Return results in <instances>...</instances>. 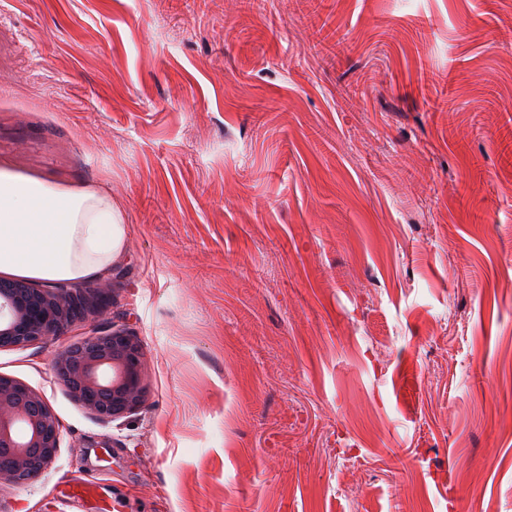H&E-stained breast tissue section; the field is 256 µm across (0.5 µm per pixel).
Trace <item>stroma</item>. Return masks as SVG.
I'll use <instances>...</instances> for the list:
<instances>
[{
    "label": "stroma",
    "instance_id": "1",
    "mask_svg": "<svg viewBox=\"0 0 512 512\" xmlns=\"http://www.w3.org/2000/svg\"><path fill=\"white\" fill-rule=\"evenodd\" d=\"M507 27L512 0H0V164L108 179L129 228L106 318L0 349L61 434L0 512H512ZM115 330L150 397L102 420L54 362Z\"/></svg>",
    "mask_w": 512,
    "mask_h": 512
}]
</instances>
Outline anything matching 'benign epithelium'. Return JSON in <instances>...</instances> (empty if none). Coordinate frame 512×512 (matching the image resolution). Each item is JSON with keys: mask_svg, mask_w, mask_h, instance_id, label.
I'll use <instances>...</instances> for the list:
<instances>
[{"mask_svg": "<svg viewBox=\"0 0 512 512\" xmlns=\"http://www.w3.org/2000/svg\"><path fill=\"white\" fill-rule=\"evenodd\" d=\"M31 295L12 292L0 280V348L21 347L59 334L82 316L107 310L110 289L81 288L69 283L32 286ZM97 346L75 358L71 349L55 360V373L70 395L102 419L135 414L150 389L144 354L137 336L113 331L96 336ZM59 423L42 395L13 377L0 374V448L9 451L8 478L22 482L54 460Z\"/></svg>", "mask_w": 512, "mask_h": 512, "instance_id": "obj_1", "label": "benign epithelium"}]
</instances>
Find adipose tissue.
I'll use <instances>...</instances> for the list:
<instances>
[{
	"instance_id": "ef3b65f1",
	"label": "adipose tissue",
	"mask_w": 512,
	"mask_h": 512,
	"mask_svg": "<svg viewBox=\"0 0 512 512\" xmlns=\"http://www.w3.org/2000/svg\"><path fill=\"white\" fill-rule=\"evenodd\" d=\"M127 214L105 184L69 185L0 166V273L46 284L108 272L125 255Z\"/></svg>"
}]
</instances>
